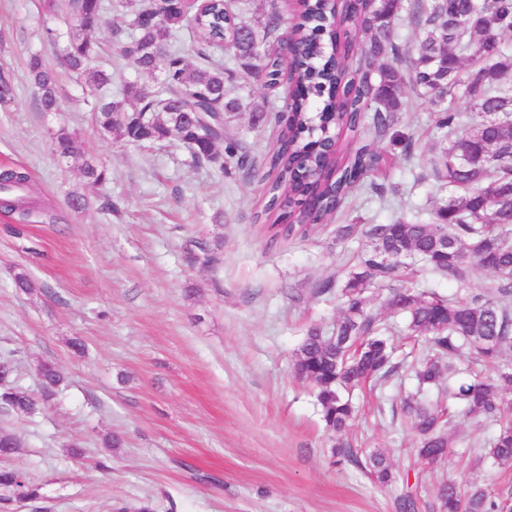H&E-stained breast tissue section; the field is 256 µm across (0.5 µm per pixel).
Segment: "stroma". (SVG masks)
<instances>
[{
    "instance_id": "stroma-1",
    "label": "stroma",
    "mask_w": 512,
    "mask_h": 512,
    "mask_svg": "<svg viewBox=\"0 0 512 512\" xmlns=\"http://www.w3.org/2000/svg\"><path fill=\"white\" fill-rule=\"evenodd\" d=\"M94 33L105 43L99 66L110 75L106 95L126 84L154 88L156 78L120 57L112 26ZM63 7L43 0H0V71L14 77L15 99L0 108V165L32 176L36 217L24 235L0 214V350H12L15 385L39 393L37 367L53 362L63 378L56 394L31 416L0 413V430L18 442L2 468H19L39 485L35 503L0 504V512H395V492L365 470L331 464L330 440L306 383L291 362L312 323L340 313L336 298L313 288L353 264L364 240L336 239L340 224H385L392 211L369 189L314 226L309 235L270 241L256 218L267 202L258 177L236 165L193 167L177 141L136 149L102 137L82 90L59 74L58 110L43 114L28 64L54 62L44 31H69ZM226 88L244 105L236 131L255 160L277 148L278 114L287 86L264 89L230 56ZM264 102L265 118L251 106ZM399 133L412 158L394 154L382 184L397 185L406 215L430 209L448 194L433 180L417 182L439 152L433 109L415 93ZM67 125L95 162L108 166L114 211L86 188L79 167L55 156L51 128ZM84 196L74 207L73 196ZM220 243L211 265L193 258L192 243ZM26 271L31 293L14 286ZM80 338L83 354L69 342ZM412 374L373 393L355 392L359 413L347 434L361 450L384 451L417 492L418 512H434V489L445 479L492 489L512 485V468L474 465L480 428L458 418L456 454L436 466L416 464L415 441L398 410L416 392ZM119 438L116 448L105 437ZM79 446L80 457L69 454Z\"/></svg>"
}]
</instances>
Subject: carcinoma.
<instances>
[{"label":"carcinoma","instance_id":"carcinoma-1","mask_svg":"<svg viewBox=\"0 0 512 512\" xmlns=\"http://www.w3.org/2000/svg\"><path fill=\"white\" fill-rule=\"evenodd\" d=\"M116 7L125 18V27L113 28L122 40L121 56L139 71L159 74L156 88L128 86L127 95L136 101L131 107L101 93L110 77L90 62L100 54L92 32L103 23L104 0H68L71 27L59 62L84 77L96 126L127 145L145 147L173 137L189 151L193 166L210 165L221 173L224 163L244 159L235 131L243 104L227 95L224 64L212 57L213 49L224 48L268 88L277 86L283 72L304 87V95L285 100L291 117L267 158L275 179L266 185L263 216L272 241L306 236L366 183L382 200L398 194L395 186L368 181L385 160L375 138L404 120L408 92L434 108L445 146L427 165L430 175L447 185L448 196L433 206L427 222L403 215L388 224L336 227L337 239L360 235L365 245L340 286L330 278L313 289L317 296L336 290L341 315L330 326L306 329L294 373L311 385L332 442L331 457L367 470L383 486L396 484L385 453L363 456L347 437L356 409L345 396L368 381L381 385L403 367L377 314L367 308V294L387 288L389 308L405 316L407 337L424 343L410 365L418 392L400 407L417 437V457L435 463L453 456L449 400L478 423L496 426L484 444L485 457L511 467L512 405L504 395L512 390V359L506 357L512 351V84L506 83L512 73V0H414L417 46L411 50L395 41L403 0H353L351 25L334 14L331 0H302L285 53L270 42L278 13L252 25L235 12L234 0H211L203 11L188 0H163L160 6L154 0H116ZM183 30L196 40L199 65L170 48ZM328 45L337 46L338 54L326 55ZM29 73L41 111H57L56 70L34 57ZM458 96L469 111L457 109ZM13 99L12 79L0 72V107ZM189 111L202 113L201 124L186 122ZM364 122L369 138L352 153L328 160V133L355 131ZM51 141L60 159L81 164L86 184L107 187L108 170L86 159L76 132L60 126ZM30 185L26 169L1 168L0 213L28 218L33 201L21 191ZM413 261L455 282L466 295L443 297L404 285L413 275ZM477 268L494 277L491 290L470 287ZM464 349L473 361L466 368L469 377L460 379L455 360ZM11 373L10 366L0 372V407L17 415L34 413L38 401L11 384ZM432 388L437 395L429 399L424 391ZM38 498L39 487L25 472L0 470V501ZM435 498L439 512H512V491L472 484L464 490L451 479L437 487Z\"/></svg>","mask_w":512,"mask_h":512}]
</instances>
